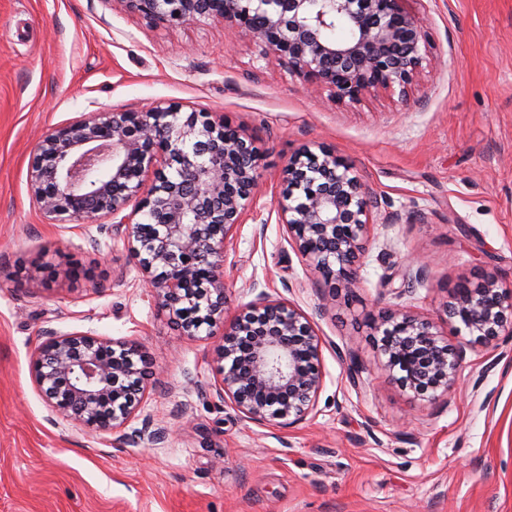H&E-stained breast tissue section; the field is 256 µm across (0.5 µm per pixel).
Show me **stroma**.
I'll return each mask as SVG.
<instances>
[{"instance_id":"35a3bbf8","label":"stroma","mask_w":512,"mask_h":512,"mask_svg":"<svg viewBox=\"0 0 512 512\" xmlns=\"http://www.w3.org/2000/svg\"><path fill=\"white\" fill-rule=\"evenodd\" d=\"M403 6L428 28L422 74L407 97L341 105L218 21L0 0V512H512V335L469 348L453 391L429 401L377 366L369 328L384 308L436 316L466 280L512 285V0ZM159 102L243 130L261 154L224 248L225 312L262 290L308 315L324 380L301 422L260 426L224 402L219 335L184 336L110 218L55 224L32 198L43 134ZM303 146L334 150L379 201L350 293L331 294L278 222L280 173ZM49 331L141 346L155 385L127 439L49 406L32 375ZM147 419L164 442L134 438Z\"/></svg>"}]
</instances>
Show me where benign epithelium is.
<instances>
[{
	"label": "benign epithelium",
	"mask_w": 512,
	"mask_h": 512,
	"mask_svg": "<svg viewBox=\"0 0 512 512\" xmlns=\"http://www.w3.org/2000/svg\"><path fill=\"white\" fill-rule=\"evenodd\" d=\"M168 26L205 20L256 40L262 55L338 103L381 90L406 93L423 68L426 24L402 0H118ZM345 26L349 36L328 35ZM260 154L240 130L174 105L89 112L45 133L28 172L53 221L112 217L146 284L186 336L224 325L216 390L245 419L294 424L323 385L322 339L294 304L260 292L224 317V246L260 185ZM276 201L288 240L334 292L349 290L377 200L353 168L320 148L298 149ZM131 212H125L130 202ZM459 344L431 318L389 311L373 323L378 365L404 391L438 398L465 346L512 334V286L493 276L454 289L444 308ZM33 379L53 411L93 433H122L142 409L151 377L140 346L88 332H50L32 356Z\"/></svg>",
	"instance_id": "obj_1"
}]
</instances>
